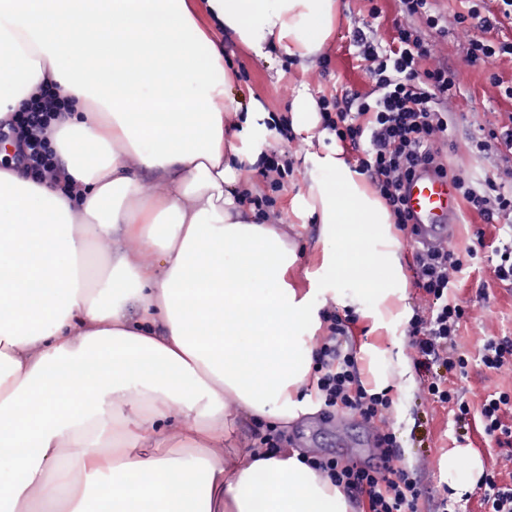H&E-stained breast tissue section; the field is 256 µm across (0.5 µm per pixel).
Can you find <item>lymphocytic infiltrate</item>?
Wrapping results in <instances>:
<instances>
[{"mask_svg":"<svg viewBox=\"0 0 512 512\" xmlns=\"http://www.w3.org/2000/svg\"><path fill=\"white\" fill-rule=\"evenodd\" d=\"M494 3L491 9L471 6L450 17L433 0H400L404 21L397 24L390 43H379L360 26L353 31L370 91L345 89L320 101L323 129L334 133L344 160L367 177L402 232H409L411 221L404 185L418 168L427 166L455 183L467 210L484 223L498 225L512 238V171L473 178L451 166L443 152L454 125L450 104L461 87L456 71L435 59L439 51L436 38L445 35L449 25L487 32L504 21L512 22V0ZM415 17L424 19L435 39H426L410 26ZM60 103V93L48 90L18 116L14 128L18 160L32 179H58L43 135ZM260 169L253 197L267 204L266 218L275 224L281 218L275 208L276 196L294 173L292 162L274 149L263 156ZM478 257V248H468L461 255L444 244L415 254L413 279L420 303L406 334L419 398L451 408L460 422L478 412L485 435L502 451V464L512 465V425L503 421L504 413L512 412V390L494 392L474 409L461 392L448 386V371H458L464 377L475 364L489 373L512 375L511 336L488 337L475 358L462 343L461 324L474 309L450 297L449 290L454 277ZM321 317L323 325L312 355L315 396L325 416L349 415L371 430V459L362 463L306 452L301 456L303 463L322 479L342 487L350 501L365 505L367 512H448L447 497L424 499L417 474L402 463L389 393L370 392L364 383L350 330L353 316L340 315L329 305Z\"/></svg>","mask_w":512,"mask_h":512,"instance_id":"obj_1","label":"lymphocytic infiltrate"}]
</instances>
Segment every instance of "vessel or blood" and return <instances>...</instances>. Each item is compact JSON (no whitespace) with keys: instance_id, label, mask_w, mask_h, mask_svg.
I'll list each match as a JSON object with an SVG mask.
<instances>
[{"instance_id":"b4317fda","label":"vessel or blood","mask_w":512,"mask_h":512,"mask_svg":"<svg viewBox=\"0 0 512 512\" xmlns=\"http://www.w3.org/2000/svg\"><path fill=\"white\" fill-rule=\"evenodd\" d=\"M416 241L434 246L449 240L458 219L455 184L429 170H419L406 186Z\"/></svg>"}]
</instances>
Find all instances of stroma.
Listing matches in <instances>:
<instances>
[{"label":"stroma","instance_id":"1","mask_svg":"<svg viewBox=\"0 0 512 512\" xmlns=\"http://www.w3.org/2000/svg\"><path fill=\"white\" fill-rule=\"evenodd\" d=\"M374 6L381 10L376 18L370 15ZM398 17L397 0H341L336 32L323 49V59L305 66L284 54L276 55L274 61L268 63L256 58L240 44L225 42V59L238 74L235 92L243 99L259 101L266 111L277 113L290 110L297 90L304 85L318 98L335 95L338 89L345 87L368 91L369 79L350 41L351 29L358 23L368 25L374 38L386 43L394 35L393 24ZM475 35V30L452 25L447 36L441 38L439 46L449 66L458 71L462 86L461 96L452 104L457 124L449 138L453 150L449 152L448 160L480 176L499 168V161L494 157L484 159L468 154L464 146L479 128L496 126L512 116V100L504 99L488 79L489 72L494 71L503 80H512V59L499 58L488 70L469 65L466 49ZM270 145L286 150L293 162L294 176L288 182V190L277 199V208L284 213L292 196L306 193L310 184L312 165L306 159L307 153L332 150L336 144L325 139L307 143L298 134L287 141L273 132L256 143L262 150ZM280 227L296 247L297 262L290 271V277L298 287H306V275L317 269L323 247L320 226L313 222L291 224L284 221ZM479 230L485 233L481 260L458 274L451 288L454 297L468 304L477 301L480 294L489 296L481 316L468 319L463 325V341L473 356L478 355L486 335L512 334V292L505 290L493 275L492 251L498 244L494 225L483 224L478 215L461 212L450 245L458 252H466ZM388 384L394 399L393 420L400 453L406 466L417 470L421 484L429 494L442 492L445 487L442 460L450 448H471L480 456L484 469H492L496 463L495 452L482 431L478 417L459 423L449 410L421 402L417 397L416 381L404 384L392 375ZM285 430L297 451L363 458L371 443L369 430L352 416H340L326 423L321 413L315 412L290 421Z\"/></svg>","mask_w":512,"mask_h":512}]
</instances>
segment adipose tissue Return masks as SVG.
<instances>
[{
	"instance_id": "1",
	"label": "adipose tissue",
	"mask_w": 512,
	"mask_h": 512,
	"mask_svg": "<svg viewBox=\"0 0 512 512\" xmlns=\"http://www.w3.org/2000/svg\"><path fill=\"white\" fill-rule=\"evenodd\" d=\"M0 0V121L45 84L68 109L61 182L0 165V512H348L291 453L224 466L230 411L285 423L304 395L318 299L372 298V330L410 318L400 241L340 151L289 211L324 247L307 289L296 249L243 206L258 105L233 96L224 42L314 62L339 0ZM240 114L227 124L229 113ZM108 256L103 301L89 286ZM348 279L354 295L338 290ZM193 449L148 456V447Z\"/></svg>"
}]
</instances>
